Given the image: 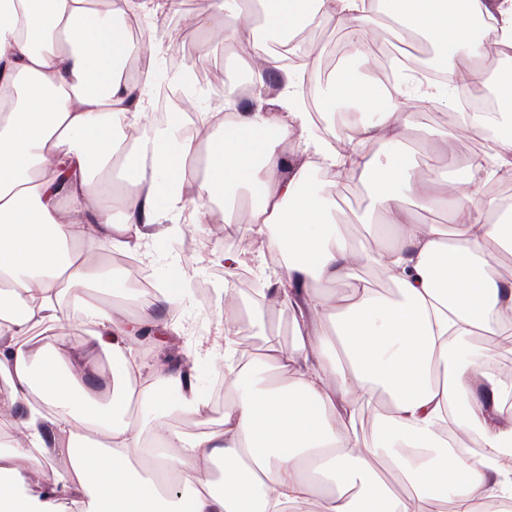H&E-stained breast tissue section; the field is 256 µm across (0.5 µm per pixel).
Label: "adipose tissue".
<instances>
[{
	"mask_svg": "<svg viewBox=\"0 0 512 512\" xmlns=\"http://www.w3.org/2000/svg\"><path fill=\"white\" fill-rule=\"evenodd\" d=\"M153 4L0 0V403L26 407L14 423L21 441L0 454V512H49L24 492L36 472L50 496L76 495L79 512H512V379L497 371L512 354V279L498 268L512 250V202L491 189L512 177V80L499 86L497 114L460 113L458 131L487 147L468 160L474 178L452 187L406 160L410 101L437 94L417 67L394 91L350 66L324 87L316 55L291 65L261 38L337 23L358 56L365 30L378 26L398 52L408 37L426 39L448 82L476 81L487 67L477 27L512 58V0H213L236 68L224 115L198 116L220 128L203 142L177 122L142 124L134 87L150 70L126 74L138 45L121 31ZM302 91L359 111L335 140L317 137ZM245 94L252 104L241 111ZM288 141L296 158L281 151ZM317 169L357 179L361 223L394 229L384 248L351 244L334 222V193L312 181ZM114 177L125 209L145 223L95 206ZM213 199L224 202L225 224L247 225L264 254L280 255L293 339L237 367L233 344L248 328L238 315L219 321L205 355L229 363L223 429L185 436L159 418L205 416L208 401L182 373L146 376L130 358L150 307L130 315L82 292H113L111 271L88 254L149 260L162 233L179 227L157 229L148 216H198ZM435 205L450 223L411 213ZM360 262L378 267L393 293L360 278ZM67 322L85 332L73 357L48 344L32 350L33 336ZM484 334L491 346H471ZM103 354L112 359L106 405L85 385ZM371 407L378 433L367 439L357 418ZM463 433L478 437V450L461 445Z\"/></svg>",
	"mask_w": 512,
	"mask_h": 512,
	"instance_id": "1",
	"label": "adipose tissue"
}]
</instances>
